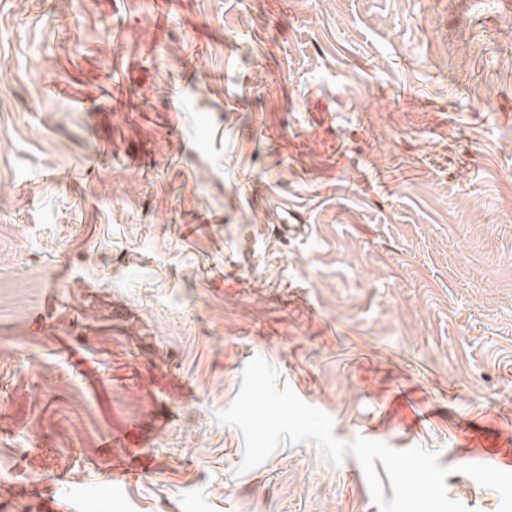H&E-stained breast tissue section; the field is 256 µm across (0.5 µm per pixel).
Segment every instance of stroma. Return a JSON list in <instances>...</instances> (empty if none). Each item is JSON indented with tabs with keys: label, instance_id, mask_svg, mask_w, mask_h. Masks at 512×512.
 Instances as JSON below:
<instances>
[{
	"label": "stroma",
	"instance_id": "1",
	"mask_svg": "<svg viewBox=\"0 0 512 512\" xmlns=\"http://www.w3.org/2000/svg\"><path fill=\"white\" fill-rule=\"evenodd\" d=\"M256 356L499 512L512 0H0V512H379L312 443L235 476Z\"/></svg>",
	"mask_w": 512,
	"mask_h": 512
}]
</instances>
